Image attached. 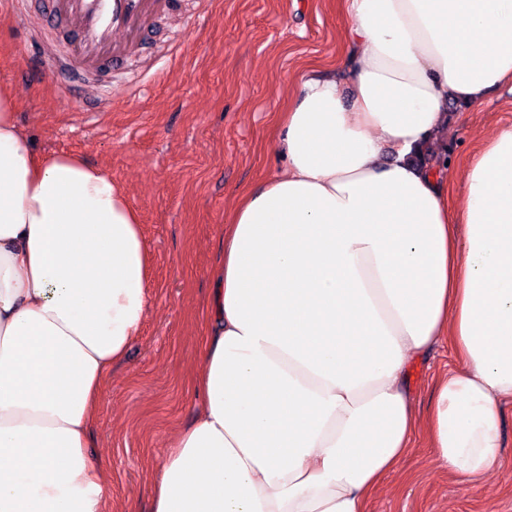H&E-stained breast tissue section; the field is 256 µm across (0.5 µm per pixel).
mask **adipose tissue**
<instances>
[{
	"label": "adipose tissue",
	"mask_w": 512,
	"mask_h": 512,
	"mask_svg": "<svg viewBox=\"0 0 512 512\" xmlns=\"http://www.w3.org/2000/svg\"><path fill=\"white\" fill-rule=\"evenodd\" d=\"M349 90L299 77L285 168L240 200L204 313L199 399L151 512H365L425 432L468 487L495 471L512 401V125L449 201L414 147L449 101L512 83V0H341ZM0 92V512H107L90 453L105 380L140 331L151 251L126 193L72 154L36 156ZM459 364L426 418L410 365Z\"/></svg>",
	"instance_id": "obj_1"
}]
</instances>
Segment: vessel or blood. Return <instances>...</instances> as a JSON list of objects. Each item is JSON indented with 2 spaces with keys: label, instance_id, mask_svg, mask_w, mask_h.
<instances>
[{
  "label": "vessel or blood",
  "instance_id": "1",
  "mask_svg": "<svg viewBox=\"0 0 512 512\" xmlns=\"http://www.w3.org/2000/svg\"><path fill=\"white\" fill-rule=\"evenodd\" d=\"M41 13L17 9L20 23L41 18L51 29L55 57L68 61L60 88L83 103L94 78L122 72L134 46L173 0H40Z\"/></svg>",
  "mask_w": 512,
  "mask_h": 512
}]
</instances>
